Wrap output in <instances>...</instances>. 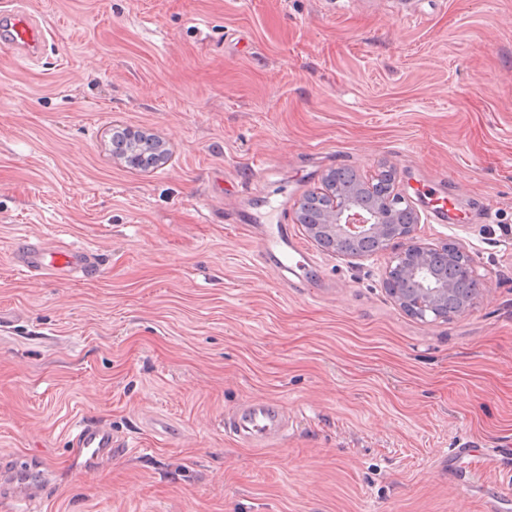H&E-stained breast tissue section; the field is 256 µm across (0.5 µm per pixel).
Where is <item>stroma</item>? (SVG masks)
Here are the masks:
<instances>
[{
    "mask_svg": "<svg viewBox=\"0 0 512 512\" xmlns=\"http://www.w3.org/2000/svg\"><path fill=\"white\" fill-rule=\"evenodd\" d=\"M46 42H0V459L36 512H512V0H26ZM132 127L168 156L112 157ZM266 160L264 172L252 160ZM482 283L408 315L387 254L349 259L295 221L332 169L379 166ZM459 199L433 223L428 196ZM286 224L318 286L291 288L242 227ZM20 238L89 247L99 276H30ZM280 402L288 435L224 433ZM79 420L112 429L87 470Z\"/></svg>",
    "mask_w": 512,
    "mask_h": 512,
    "instance_id": "35a3bbf8",
    "label": "stroma"
}]
</instances>
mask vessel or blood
Here are the masks:
<instances>
[{
    "mask_svg": "<svg viewBox=\"0 0 512 512\" xmlns=\"http://www.w3.org/2000/svg\"><path fill=\"white\" fill-rule=\"evenodd\" d=\"M0 24L6 25L11 46L20 49L24 56L41 50L46 30L36 16L15 7L0 6ZM246 231L255 243L260 259L275 261L279 269L292 275L294 285L306 286L312 282L316 264L303 245L289 236L287 225L250 224ZM10 259L34 276L49 274L65 278L79 274L93 277L100 272L98 255L91 248L65 247L51 251L40 242L27 238L15 244ZM287 426V414L277 402L261 401L237 411L225 423L224 430L244 445L259 447L283 439ZM69 440L86 464L93 465L112 456V430L103 424L78 422Z\"/></svg>",
    "mask_w": 512,
    "mask_h": 512,
    "instance_id": "obj_1",
    "label": "vessel or blood"
}]
</instances>
